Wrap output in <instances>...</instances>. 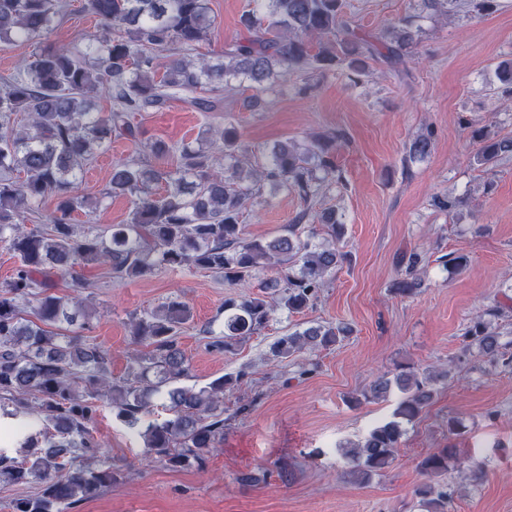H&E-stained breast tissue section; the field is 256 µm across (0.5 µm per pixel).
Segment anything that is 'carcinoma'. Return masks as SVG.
Returning <instances> with one entry per match:
<instances>
[{"instance_id":"cac0c4a2","label":"carcinoma","mask_w":512,"mask_h":512,"mask_svg":"<svg viewBox=\"0 0 512 512\" xmlns=\"http://www.w3.org/2000/svg\"><path fill=\"white\" fill-rule=\"evenodd\" d=\"M241 16L245 34L224 51L193 58L175 56L160 68L154 52L176 46L192 50L205 42L213 24L209 0H84V9L105 27L123 28L115 38L96 36L80 51L51 42L55 23L68 10L67 0H0V43L22 40L35 45L32 60L0 87V245L18 258L15 276L0 287V417H31L19 443L18 457L0 454V483H36L40 490L19 499L13 512H70L75 505L112 485L117 471L101 452L89 423L102 407L136 430L147 458L171 469L202 466L224 442V393L241 374H224L203 386L187 385L191 369L178 336L191 319L189 307L172 298L160 307L135 314L134 342L147 348L134 354L125 377L112 378L111 357L78 336L52 331L58 323L89 326V313L77 297L47 293L54 272L83 287L81 270L106 265L112 279L143 277L161 270L197 268L236 286L265 267H278L264 283L263 296L229 295L218 344L233 351L260 333L277 309L297 314L311 307L345 260L336 246L344 225L336 210L312 212L310 202L324 194L341 174L333 161L337 134L312 136L302 143L276 142L256 154L231 122L214 140L213 151L188 143L178 147L175 169L142 157L168 155L160 144L144 143L136 112H160L180 101L200 112L224 111L223 92L232 83L253 91L257 106L269 85L291 71H330L348 61L359 75L365 59L383 55L396 60L415 43V20L393 23L368 41L357 38L345 19L344 0H253ZM111 108L103 112L96 101ZM26 123L16 126L18 116ZM134 146L135 155L112 164L109 193L129 195L133 208L127 224L104 230L73 223L87 206L74 194L84 165L112 136ZM475 159L492 166L512 155V137L485 129L473 132ZM432 149V132L417 135L413 157ZM163 185L155 196L153 187ZM291 191L303 206L283 233L265 241L244 236L242 215L264 186ZM52 195L46 224L27 226V216ZM312 220L327 238L313 242ZM420 255L401 257L396 291L412 296L421 288L416 273ZM32 304L35 319L25 317ZM505 316L496 302L472 319L463 334L465 347L478 349L492 365L512 362V339L502 341L494 320ZM350 333L342 324H319L279 337L270 347L277 360L304 351L328 349ZM449 371L408 367L370 386L374 398L392 387L403 394L393 419L362 440L342 447L348 474L365 480L388 468L406 425L416 421ZM159 405L166 417L150 420ZM466 463L452 446L428 453L419 462L425 481L417 488L426 512H448L455 490L439 487L450 463Z\"/></svg>"}]
</instances>
